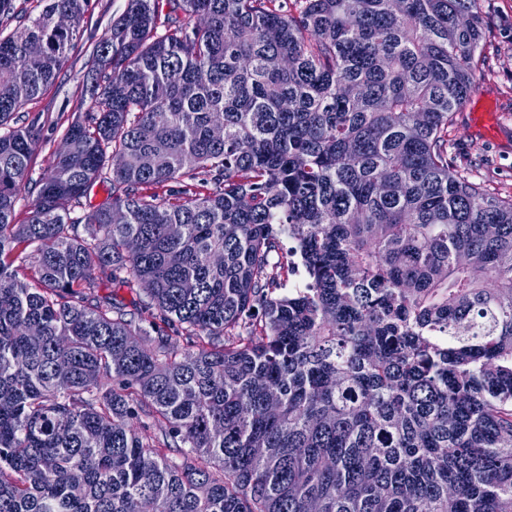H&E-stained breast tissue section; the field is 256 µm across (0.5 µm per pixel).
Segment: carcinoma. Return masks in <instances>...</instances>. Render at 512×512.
<instances>
[{"label": "carcinoma", "mask_w": 512, "mask_h": 512, "mask_svg": "<svg viewBox=\"0 0 512 512\" xmlns=\"http://www.w3.org/2000/svg\"><path fill=\"white\" fill-rule=\"evenodd\" d=\"M40 2L0 37V512H512V198L448 165L475 0H127L15 224L88 5ZM112 190L107 183L95 184L94 187L87 194V197L82 199V209L77 210V214L87 213L102 205H107L112 200Z\"/></svg>", "instance_id": "obj_1"}]
</instances>
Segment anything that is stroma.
Returning a JSON list of instances; mask_svg holds the SVG:
<instances>
[{"label": "stroma", "mask_w": 512, "mask_h": 512, "mask_svg": "<svg viewBox=\"0 0 512 512\" xmlns=\"http://www.w3.org/2000/svg\"><path fill=\"white\" fill-rule=\"evenodd\" d=\"M125 6L126 0H89L80 36L57 78L18 111L19 124L34 123L40 130L29 180L38 178L50 154L60 145L78 112L92 47ZM477 12L484 24L488 65L471 98L487 104L493 117L488 127L476 126L470 103L463 104L449 134L448 160L473 181L508 197L512 195V0H477Z\"/></svg>", "instance_id": "obj_1"}]
</instances>
